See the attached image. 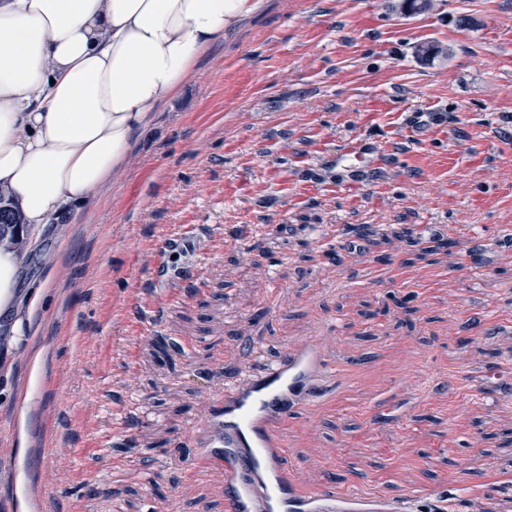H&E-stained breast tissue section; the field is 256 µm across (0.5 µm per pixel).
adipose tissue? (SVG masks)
<instances>
[{"mask_svg": "<svg viewBox=\"0 0 512 512\" xmlns=\"http://www.w3.org/2000/svg\"><path fill=\"white\" fill-rule=\"evenodd\" d=\"M261 0H0V196L36 229L91 203ZM21 262L0 246V327Z\"/></svg>", "mask_w": 512, "mask_h": 512, "instance_id": "adipose-tissue-1", "label": "adipose tissue"}]
</instances>
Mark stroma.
I'll list each match as a JSON object with an SVG mask.
<instances>
[{
  "label": "stroma",
  "instance_id": "35a3bbf8",
  "mask_svg": "<svg viewBox=\"0 0 512 512\" xmlns=\"http://www.w3.org/2000/svg\"><path fill=\"white\" fill-rule=\"evenodd\" d=\"M398 2L262 0L109 191L28 235L0 512H224L196 469L226 360L330 322L336 389L287 427L303 487L512 512V0ZM381 141L358 177L335 162ZM347 224L357 251L324 264Z\"/></svg>",
  "mask_w": 512,
  "mask_h": 512
}]
</instances>
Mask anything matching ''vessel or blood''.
<instances>
[{
    "mask_svg": "<svg viewBox=\"0 0 512 512\" xmlns=\"http://www.w3.org/2000/svg\"><path fill=\"white\" fill-rule=\"evenodd\" d=\"M323 342L311 336L262 368L239 367L223 393L205 405L202 464L224 479V512H417L412 495L394 503L324 485L302 487L288 461L283 428L335 384Z\"/></svg>",
    "mask_w": 512,
    "mask_h": 512,
    "instance_id": "b4317fda",
    "label": "vessel or blood"
}]
</instances>
